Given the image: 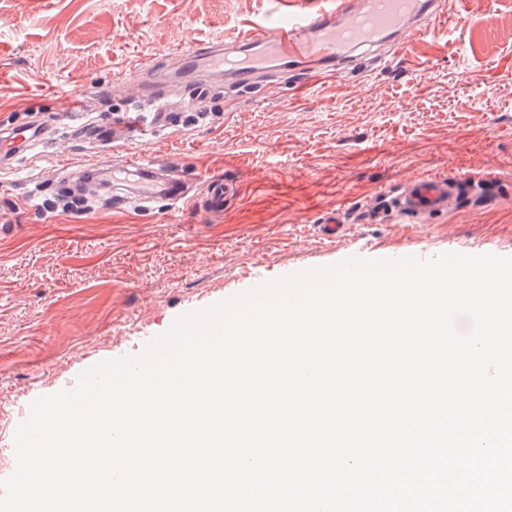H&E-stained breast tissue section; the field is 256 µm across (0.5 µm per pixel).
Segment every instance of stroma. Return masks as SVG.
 Here are the masks:
<instances>
[{"label": "stroma", "mask_w": 512, "mask_h": 512, "mask_svg": "<svg viewBox=\"0 0 512 512\" xmlns=\"http://www.w3.org/2000/svg\"><path fill=\"white\" fill-rule=\"evenodd\" d=\"M271 0H0V125L81 112L0 175V479L16 467L14 435L39 397L67 389L90 364L140 354L186 307L205 309L317 268L359 246L373 253L512 256V0H448L450 34L393 48L305 90L284 75L237 98L182 107L193 83L180 47L237 35L269 14ZM153 63L175 126L109 149L73 126L112 122L148 99L114 84L135 61ZM129 153L193 185H241L223 210L138 207L126 188L88 209L64 203L67 185L94 158ZM492 179L500 195L464 200L422 224L372 212L382 188L407 174L448 170ZM344 210L334 240L318 230Z\"/></svg>", "instance_id": "stroma-1"}]
</instances>
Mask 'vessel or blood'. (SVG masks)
<instances>
[{
	"instance_id": "1",
	"label": "vessel or blood",
	"mask_w": 512,
	"mask_h": 512,
	"mask_svg": "<svg viewBox=\"0 0 512 512\" xmlns=\"http://www.w3.org/2000/svg\"><path fill=\"white\" fill-rule=\"evenodd\" d=\"M447 10V0H289L280 18L250 22L242 33L221 44L181 50L183 70L196 77L185 106L196 109L200 101L212 97L217 84L231 90L254 89L266 78L288 70L303 72L308 87H317L323 80L337 77L348 58L380 61L385 57L384 46L390 42L407 49L429 35L444 32ZM68 118V112L63 111L38 128L16 125L0 129V171L13 170L18 151L35 148ZM175 122V114L160 107L147 115L125 113L115 128L83 124L75 133L101 140L117 139L122 131L142 137ZM155 168L153 161L137 154L126 156L118 166L91 164L87 171L106 173L119 185L133 184L147 201L163 197L178 206L196 205L195 196L154 179ZM470 183V178L461 174L407 180L379 193V213L385 219L399 216L418 224L445 212ZM200 187L214 211L239 193L238 184L226 178L204 179Z\"/></svg>"
}]
</instances>
